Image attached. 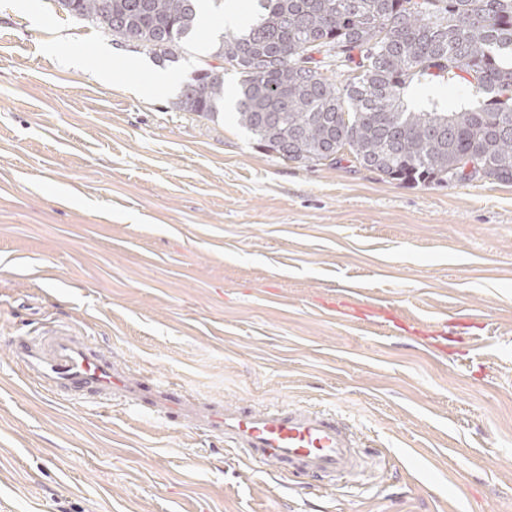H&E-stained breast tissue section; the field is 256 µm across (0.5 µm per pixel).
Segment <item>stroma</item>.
Wrapping results in <instances>:
<instances>
[{"label":"stroma","instance_id":"obj_1","mask_svg":"<svg viewBox=\"0 0 512 512\" xmlns=\"http://www.w3.org/2000/svg\"><path fill=\"white\" fill-rule=\"evenodd\" d=\"M229 8L257 3L210 7L177 84ZM138 58L0 0V512H512V184L281 160L236 113L138 96ZM60 324L208 400L336 413L385 465L290 480L193 420L52 396L9 338Z\"/></svg>","mask_w":512,"mask_h":512}]
</instances>
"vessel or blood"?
I'll return each mask as SVG.
<instances>
[{"mask_svg": "<svg viewBox=\"0 0 512 512\" xmlns=\"http://www.w3.org/2000/svg\"><path fill=\"white\" fill-rule=\"evenodd\" d=\"M11 357L38 385L102 407L125 406L137 416L172 419L201 414L206 430L237 454L282 476L359 478L375 465L350 427L308 407L264 408L204 402L183 386L134 372L92 337L66 326L10 339Z\"/></svg>", "mask_w": 512, "mask_h": 512, "instance_id": "1", "label": "vessel or blood"}]
</instances>
